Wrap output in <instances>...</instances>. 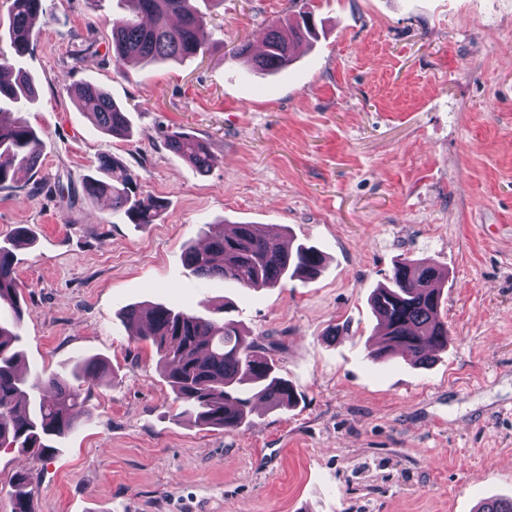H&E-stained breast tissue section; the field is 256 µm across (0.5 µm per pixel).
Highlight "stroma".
Returning <instances> with one entry per match:
<instances>
[{
  "label": "stroma",
  "mask_w": 512,
  "mask_h": 512,
  "mask_svg": "<svg viewBox=\"0 0 512 512\" xmlns=\"http://www.w3.org/2000/svg\"><path fill=\"white\" fill-rule=\"evenodd\" d=\"M203 55L141 70L112 61L115 0H46L23 68L43 144L33 175L0 188V244L17 246L23 365L42 375L101 357L82 379L90 421L50 459L0 448V512L34 476V512H476L512 498V0H311L318 36L284 71L231 57L260 45L294 0H196ZM104 88L132 136L105 135L74 90ZM183 128L206 173L173 154ZM119 158L166 209L137 226L90 202L99 157ZM233 224L269 225L326 258L310 282L204 280L183 252ZM446 273L448 348L426 367L375 361V288L394 264ZM234 307L296 390L241 429L176 415L155 347L124 311ZM166 139L167 147L172 153L189 162L200 172H205L209 168L210 152L205 141L184 129L170 132Z\"/></svg>",
  "instance_id": "1"
}]
</instances>
